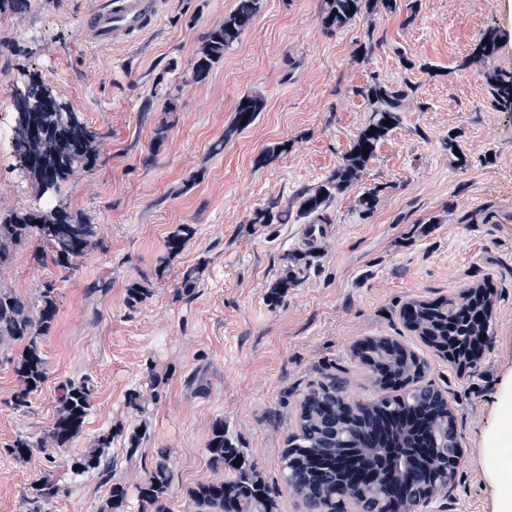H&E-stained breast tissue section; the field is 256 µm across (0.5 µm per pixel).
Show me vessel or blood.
Wrapping results in <instances>:
<instances>
[{
    "label": "vessel or blood",
    "mask_w": 512,
    "mask_h": 512,
    "mask_svg": "<svg viewBox=\"0 0 512 512\" xmlns=\"http://www.w3.org/2000/svg\"><path fill=\"white\" fill-rule=\"evenodd\" d=\"M161 6L162 0H103L86 23L88 40L108 45L127 39L154 24Z\"/></svg>",
    "instance_id": "vessel-or-blood-1"
}]
</instances>
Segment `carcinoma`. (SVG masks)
Returning <instances> with one entry per match:
<instances>
[{"instance_id": "obj_1", "label": "carcinoma", "mask_w": 512, "mask_h": 512, "mask_svg": "<svg viewBox=\"0 0 512 512\" xmlns=\"http://www.w3.org/2000/svg\"><path fill=\"white\" fill-rule=\"evenodd\" d=\"M261 7L262 0H236L224 21L204 36L190 67L191 81L208 78L214 65L239 43ZM397 9L398 0H320L319 16L323 27L333 32L359 16L381 10L394 13ZM501 40L503 34L498 29H488L462 65L494 55ZM484 79L497 106L512 112V73L486 71ZM411 91L410 85L402 89L384 82L357 90L370 106L368 122L326 180L311 191L301 192L300 218L311 224L326 223L325 213L332 203L359 180L379 143L401 124L403 103ZM263 108L264 100L259 93L241 96L234 117L224 130V141L250 127ZM388 119L391 124H384ZM14 146L26 181L40 198L50 189H61L77 168L91 165L99 153L98 136L85 124L63 139L45 133L27 137L17 130ZM288 217V208L274 203L257 210L252 223L286 224ZM34 233L49 245L51 261L72 272L96 245L98 226L58 205L47 210L15 212L0 218V265L7 263L14 249ZM194 234L195 228L190 224H181L169 234L157 276H163L170 261L184 250ZM311 258V252L289 258L284 275L270 289V300L279 298L296 284ZM150 295V288L143 283L127 288L131 305ZM492 295L490 285L482 283L467 286L455 296L410 298L403 302L397 312L398 320L417 343L396 336H366L351 351L352 360L365 370L375 389L376 395L370 400L349 401V381L336 373L324 372L308 385L296 405L294 425L281 452L284 481L299 507L305 512H390L404 493L411 494L414 512H423L429 506L437 488L448 479V449L460 447V439L448 391L428 381L432 364L425 350L457 369L472 363L473 339L490 335ZM56 313L57 299L52 288L42 290L34 312L11 292L0 289V339L22 344L15 363V372L22 381L14 396L17 408L27 407L30 394L47 378L42 342ZM91 398L92 387L87 379L61 387L58 416L46 435L51 451H65L81 435L91 410ZM111 444L112 433L100 435L92 448L73 459L75 473H107L112 461L106 449ZM352 448H368L370 453L346 469L336 467V458ZM3 452L23 460L32 452V445L18 437ZM207 453L211 467L228 476L190 489L197 512H273L274 503L258 464L237 447L221 419L213 423ZM235 460L241 465H233ZM62 479L55 470L44 472L39 480L41 486L34 488L27 499L30 512H44L43 506L58 495ZM170 484L169 460L162 453L139 487V512H169ZM128 509L127 490L119 483L112 484L103 512Z\"/></svg>"}]
</instances>
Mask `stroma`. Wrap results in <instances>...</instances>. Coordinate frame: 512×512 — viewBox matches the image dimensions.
Returning <instances> with one entry per match:
<instances>
[{
    "label": "stroma",
    "mask_w": 512,
    "mask_h": 512,
    "mask_svg": "<svg viewBox=\"0 0 512 512\" xmlns=\"http://www.w3.org/2000/svg\"><path fill=\"white\" fill-rule=\"evenodd\" d=\"M410 0L393 13L362 16L325 30L320 0H263L253 26L202 82L183 77L203 35L236 0H166L157 25L134 42L95 46L83 27L101 0H31L0 16V216L37 208L19 173L11 135L15 93L40 79L78 112L101 142L95 163L63 185L60 200L89 215L99 244L75 272L42 260L40 237L0 266V288L35 304L52 286L57 314L43 339L47 379L31 405L14 409L22 383L19 344L0 342V512H27L45 470L112 433L109 477L66 479L45 512H100L113 483L136 495L159 450L169 457L170 512H195L189 490L216 477L206 452L216 420L254 460L276 512H299L280 471L294 407L320 373L343 371L349 397L371 395L349 359L365 336L398 335L394 313L413 296L456 294L486 282L495 292L491 340L475 368L433 358L431 379L457 408L463 464L447 497L427 512H494L485 440L505 423L497 395L512 380V113L493 104L483 72L512 73V0ZM506 39L491 58L459 68L482 33ZM367 57H359L360 47ZM177 87V109L161 112L156 82ZM376 81L414 87L401 124L380 142L359 182L328 209L317 240L304 224H257L271 201L297 211L300 193L340 163L370 116L358 88ZM266 105L255 123L225 140L237 100L250 91ZM168 120L157 139L160 120ZM455 137L466 159L442 147ZM277 148L269 163L261 158ZM377 189L361 212L358 197ZM195 234L163 276L165 240L178 225ZM313 252L310 267L278 300L268 298L288 255ZM200 273L181 294L188 268ZM152 293L128 306L126 289ZM165 380L153 394L147 379ZM91 379V412L65 455L39 447L58 413L60 388ZM140 408L128 403L130 390ZM146 435L135 454L127 438ZM35 448L25 460L3 454L17 437Z\"/></svg>",
    "instance_id": "1"
}]
</instances>
